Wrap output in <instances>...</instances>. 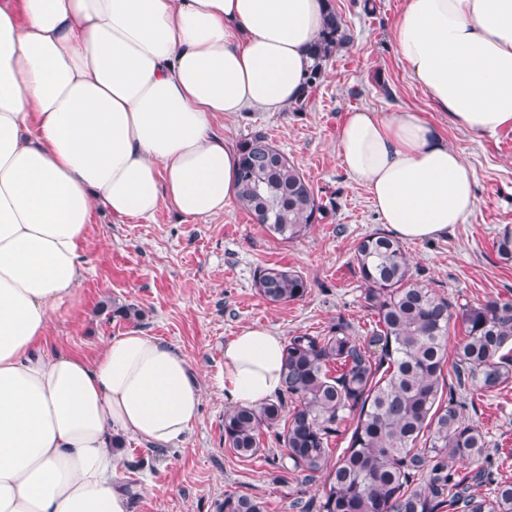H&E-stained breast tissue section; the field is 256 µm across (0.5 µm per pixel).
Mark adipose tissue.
Listing matches in <instances>:
<instances>
[{
    "instance_id": "ef3b65f1",
    "label": "adipose tissue",
    "mask_w": 512,
    "mask_h": 512,
    "mask_svg": "<svg viewBox=\"0 0 512 512\" xmlns=\"http://www.w3.org/2000/svg\"><path fill=\"white\" fill-rule=\"evenodd\" d=\"M326 0H0V512H130L121 441L175 448L200 385L138 330L93 360L47 347L73 302L96 212L223 214L238 149L215 121L304 93ZM390 38L449 122L512 127V0H406ZM338 152L382 224L424 241L464 223L472 173L416 112L347 113ZM284 341L260 324L224 346V399L282 388Z\"/></svg>"
}]
</instances>
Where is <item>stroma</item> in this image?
Segmentation results:
<instances>
[{
  "label": "stroma",
  "instance_id": "obj_1",
  "mask_svg": "<svg viewBox=\"0 0 512 512\" xmlns=\"http://www.w3.org/2000/svg\"><path fill=\"white\" fill-rule=\"evenodd\" d=\"M348 39L324 66L302 103L277 112L248 110L218 119L234 143L256 130L302 170L326 206L325 217L288 243L256 224L237 202L222 215L179 218L161 208L152 220L113 223L98 213L84 253L87 272L67 314L54 316L49 347L93 359L105 341L137 329L176 346L198 378L200 416L178 448L127 439L123 475L131 512H216L230 493L262 498L267 512H297L295 500L320 497L324 476L305 480L286 459L273 433L258 453L240 458L224 442V400L218 376L224 346L240 327L261 324L282 338L327 332L337 322L354 336L369 335L376 320L364 299L354 262L359 241L382 224L366 189L352 179L337 152L338 127L348 112L388 116L420 113L462 152L476 179V207L464 224L438 238L404 242L414 272L457 305L490 298L512 300V261L497 241L512 230V127L477 137L455 128L396 55L389 30L405 0H330ZM300 271L310 284L299 301L270 304L258 295L254 273L265 265ZM134 305L138 318L115 315ZM463 417L481 426L495 477L512 480V383L481 394L457 391ZM150 475L153 489L141 488Z\"/></svg>",
  "mask_w": 512,
  "mask_h": 512
}]
</instances>
